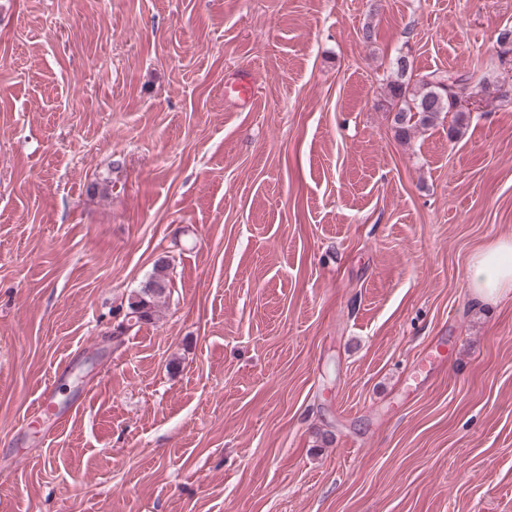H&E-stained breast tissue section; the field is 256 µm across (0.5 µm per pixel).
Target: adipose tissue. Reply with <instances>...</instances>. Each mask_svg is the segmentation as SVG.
I'll return each mask as SVG.
<instances>
[{
    "label": "adipose tissue",
    "instance_id": "1",
    "mask_svg": "<svg viewBox=\"0 0 512 512\" xmlns=\"http://www.w3.org/2000/svg\"><path fill=\"white\" fill-rule=\"evenodd\" d=\"M468 286L479 300H493L512 288V237L477 253L469 266Z\"/></svg>",
    "mask_w": 512,
    "mask_h": 512
}]
</instances>
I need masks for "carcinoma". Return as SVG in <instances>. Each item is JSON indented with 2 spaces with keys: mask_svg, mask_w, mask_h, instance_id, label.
Segmentation results:
<instances>
[{
  "mask_svg": "<svg viewBox=\"0 0 512 512\" xmlns=\"http://www.w3.org/2000/svg\"><path fill=\"white\" fill-rule=\"evenodd\" d=\"M466 81L453 71H433L415 77L408 57H397L387 88L390 96L400 101L393 117L398 135L405 136L416 126H430L444 112L456 113V124L449 127L448 137L460 135L466 113L459 109L456 91L464 90ZM168 268L166 261H158L145 285L129 295L127 321L137 324L151 320L157 308L169 299L172 280Z\"/></svg>",
  "mask_w": 512,
  "mask_h": 512,
  "instance_id": "carcinoma-1",
  "label": "carcinoma"
}]
</instances>
